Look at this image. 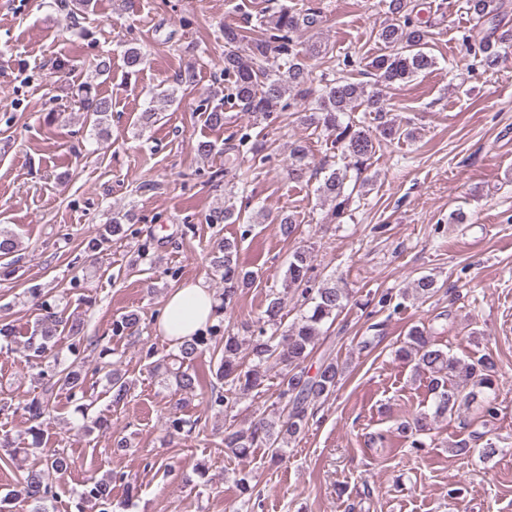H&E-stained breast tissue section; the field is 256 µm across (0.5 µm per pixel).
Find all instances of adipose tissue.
<instances>
[{
  "label": "adipose tissue",
  "mask_w": 512,
  "mask_h": 512,
  "mask_svg": "<svg viewBox=\"0 0 512 512\" xmlns=\"http://www.w3.org/2000/svg\"><path fill=\"white\" fill-rule=\"evenodd\" d=\"M215 298L204 281L174 289L165 300L158 330L168 339L192 336L212 321Z\"/></svg>",
  "instance_id": "adipose-tissue-1"
}]
</instances>
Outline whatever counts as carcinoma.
Masks as SVG:
<instances>
[{"instance_id":"obj_1","label":"carcinoma","mask_w":512,"mask_h":512,"mask_svg":"<svg viewBox=\"0 0 512 512\" xmlns=\"http://www.w3.org/2000/svg\"><path fill=\"white\" fill-rule=\"evenodd\" d=\"M468 12L478 21L495 17L502 7L501 0H465ZM390 21L376 33L384 52L368 62L369 74L374 76V89L355 82L346 76L336 75V70L323 74L324 82L317 96H312L313 82L310 60L322 53L321 46L313 42L304 47L295 36L318 23L317 15L304 13L296 6L278 5L259 30L248 36L242 30L224 27V83L227 93L213 90L201 100L198 110L206 114L212 126L224 125V105L232 100L240 110L252 117L269 119L291 94L302 101L305 120L334 137L333 143L350 158L343 167L330 164L322 168L323 178L316 189L322 202L330 205L327 219L333 222L342 217L353 192L364 185L362 173L369 161L386 142L413 136V131L388 117L382 91L413 80L417 75L436 67L437 58L428 50L426 32L412 19L411 0H385ZM466 49L473 61L483 68L498 64L500 51L496 43L486 36L479 40L465 39ZM282 59L283 66L269 65L271 55ZM146 53L132 46L124 52V64L133 74L146 63ZM77 97L82 108L94 116L93 129L101 134L103 125L112 116V99L97 93L94 85L84 83L78 88ZM363 106L375 114V129L368 130L352 120L343 118L354 108ZM309 162L300 145L291 148L288 172L291 178L301 182L306 178ZM133 215L115 211L106 225L105 234L97 245L111 238L127 236L126 225ZM213 224H234L241 220L232 195L224 194V206L209 215ZM211 266L224 281V296L217 305V322L206 330L176 344L166 358L156 361L154 370L162 373L163 382L182 393H193L202 387L203 377L192 367L193 361L204 352L220 345L223 351L217 356L216 381L210 383V407L219 415L233 411L239 396L260 389L264 381V367L274 361L284 365L279 383V399L284 405L278 416L262 418L248 427L232 424L224 428V448L237 456H244L252 448H266L274 462L282 459L289 440L302 432L309 420V409L326 400L335 391L343 374V366L334 359H325L314 375H309L305 363L311 358L324 335V327L333 321L352 301V293L338 283L312 276V254L305 247L297 248L290 257L285 273L284 291L301 298L302 313L285 330H280L283 318L282 298L269 301L262 312L263 326L241 339L229 332L221 333L224 310L234 302L237 292L254 280V272L247 269L238 257V241L222 238L212 249ZM437 288L436 281L423 275L413 282L412 297L427 300ZM41 315L26 343V360L41 366L40 374L46 379L39 396L17 403L28 415L31 426L27 433L32 446L44 449L45 469L65 474L71 462L65 451L44 447L42 425L51 417L52 396L55 389L67 393L76 409L87 416L91 404L86 402L89 392V374L104 373L106 393L110 406L124 403L131 391V383L119 369V362L107 361L112 348L100 345V338L85 335L84 322L77 318H65L60 301L39 297ZM140 315L129 312L112 323V335L123 337L138 330ZM272 332H267V328ZM65 332L70 338L68 352L72 361L64 362L53 352L57 333ZM101 346L98 363L93 369L86 368L82 352L90 346ZM401 361L414 362L415 371L428 376L432 395L433 412L420 413L411 420L399 424L400 434L411 448L424 447L423 436L429 434L431 423L450 417L461 407L473 403L481 405L483 413L493 418L497 415L494 404L498 386L496 365L487 355L476 363H463L435 343L433 333L426 327H412L395 351ZM198 420L184 418L179 408L169 411L166 432L173 437L183 432L192 434ZM112 479L93 480L78 493V512H85L87 504L99 508V512H112ZM19 493L34 504L32 512H49L53 492L45 482L40 469H31L19 482Z\"/></svg>"}]
</instances>
